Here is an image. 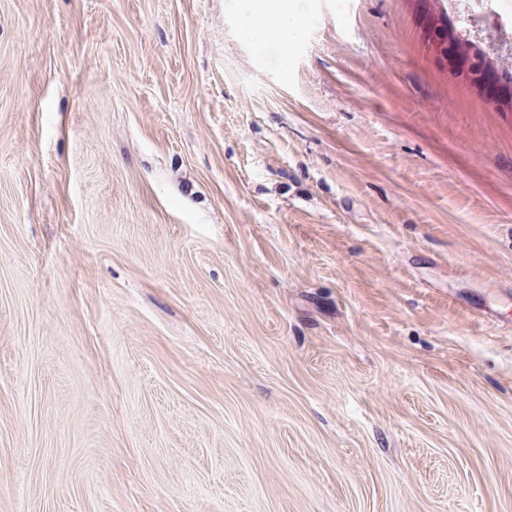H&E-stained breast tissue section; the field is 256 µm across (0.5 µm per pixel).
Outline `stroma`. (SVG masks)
I'll list each match as a JSON object with an SVG mask.
<instances>
[{"label":"stroma","instance_id":"obj_1","mask_svg":"<svg viewBox=\"0 0 512 512\" xmlns=\"http://www.w3.org/2000/svg\"><path fill=\"white\" fill-rule=\"evenodd\" d=\"M269 2L0 0V512H512V103ZM253 18H255V23L262 27L260 31L266 30L275 33L281 38H288V21L283 19L280 14L271 13L261 8V15H251L249 20L252 21Z\"/></svg>","mask_w":512,"mask_h":512}]
</instances>
